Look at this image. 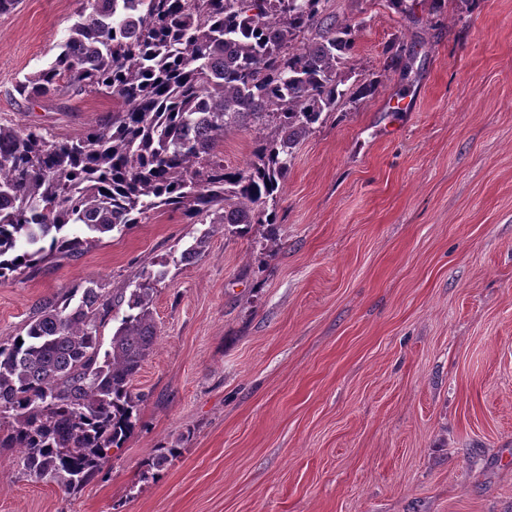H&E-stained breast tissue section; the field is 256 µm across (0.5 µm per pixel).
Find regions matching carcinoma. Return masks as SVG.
Wrapping results in <instances>:
<instances>
[{
  "instance_id": "cac0c4a2",
  "label": "carcinoma",
  "mask_w": 512,
  "mask_h": 512,
  "mask_svg": "<svg viewBox=\"0 0 512 512\" xmlns=\"http://www.w3.org/2000/svg\"><path fill=\"white\" fill-rule=\"evenodd\" d=\"M327 0H80L78 20L46 67L15 84L25 101L98 93L108 119L71 139L0 125V281L76 259L150 211L248 235L276 223L295 147L349 93L338 70L355 26ZM255 119L244 167L219 159L224 134ZM208 236L181 253L190 262ZM169 261L135 288L82 284L36 306L0 342V449L25 477L74 490L99 473L138 420L133 380L157 339L152 305ZM115 323L109 345L101 329Z\"/></svg>"
}]
</instances>
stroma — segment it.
<instances>
[{
  "mask_svg": "<svg viewBox=\"0 0 512 512\" xmlns=\"http://www.w3.org/2000/svg\"><path fill=\"white\" fill-rule=\"evenodd\" d=\"M77 0L0 16V124L53 139L112 109L30 103ZM356 28L341 100L295 149L276 224L150 214L0 283V342L42 300L169 258L139 423L73 492L0 450V512H512V0H328ZM402 45L408 68H383ZM175 449L163 469L157 455Z\"/></svg>",
  "mask_w": 512,
  "mask_h": 512,
  "instance_id": "35a3bbf8",
  "label": "stroma"
}]
</instances>
